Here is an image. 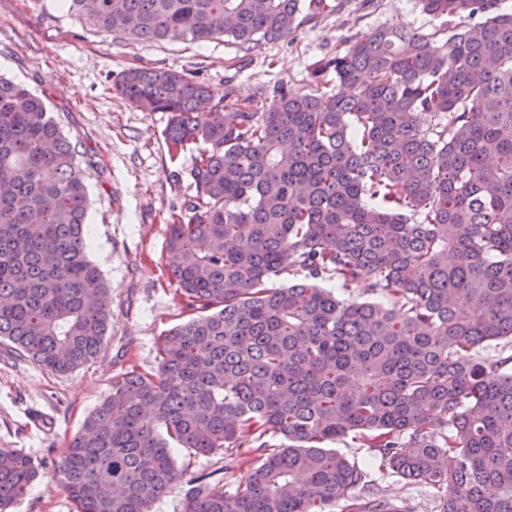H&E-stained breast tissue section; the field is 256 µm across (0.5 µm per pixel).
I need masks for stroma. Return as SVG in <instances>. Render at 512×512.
I'll use <instances>...</instances> for the list:
<instances>
[{
    "instance_id": "1",
    "label": "stroma",
    "mask_w": 512,
    "mask_h": 512,
    "mask_svg": "<svg viewBox=\"0 0 512 512\" xmlns=\"http://www.w3.org/2000/svg\"><path fill=\"white\" fill-rule=\"evenodd\" d=\"M334 12L303 9L288 37L245 51L229 38L203 44L187 41L129 43L102 38L56 0L44 8L30 0H0V76L41 96L86 163L91 205L88 254L112 288V319L97 359L58 374L11 352L0 340V448L31 454L46 475L9 512H75L52 472L84 419L124 372L153 369L163 337L188 318L185 300L164 267L168 214L195 193L190 169L196 154L188 146L172 154L163 136L164 112H144L116 96L112 83L130 68L163 67L248 102L284 82L299 91L313 85L338 92L335 73L313 78L312 65L342 54L360 36L384 27L407 28L445 41L438 19L420 0H328ZM46 413L52 424L30 425L26 411ZM336 451L366 469L392 512H439L432 489L379 470L372 451L350 440ZM241 463L224 467V453L184 448L174 457L179 469L210 476L234 491L255 458L239 451Z\"/></svg>"
}]
</instances>
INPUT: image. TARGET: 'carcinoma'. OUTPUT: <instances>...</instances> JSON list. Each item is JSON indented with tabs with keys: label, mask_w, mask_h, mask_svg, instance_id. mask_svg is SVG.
<instances>
[{
	"label": "carcinoma",
	"mask_w": 512,
	"mask_h": 512,
	"mask_svg": "<svg viewBox=\"0 0 512 512\" xmlns=\"http://www.w3.org/2000/svg\"><path fill=\"white\" fill-rule=\"evenodd\" d=\"M439 45L381 29L324 57L348 93L286 83L247 105L163 68L113 84L164 136L197 145L196 195L167 219L165 267L193 314L151 373L112 381L54 475L76 512H150L179 480L183 512H391L368 473L325 447L351 438L434 490L440 512H512V12L420 0ZM104 37L253 50L289 36L300 0H64ZM438 122L421 128L419 115ZM0 338L59 374L92 363L112 288L89 259L78 151L45 102L0 77ZM283 272L293 283L274 287ZM335 278L361 302L321 287ZM378 295L390 299L386 305ZM279 437L273 444L267 437ZM259 451L235 489L177 468ZM33 457L0 448V512Z\"/></svg>",
	"instance_id": "carcinoma-1"
}]
</instances>
